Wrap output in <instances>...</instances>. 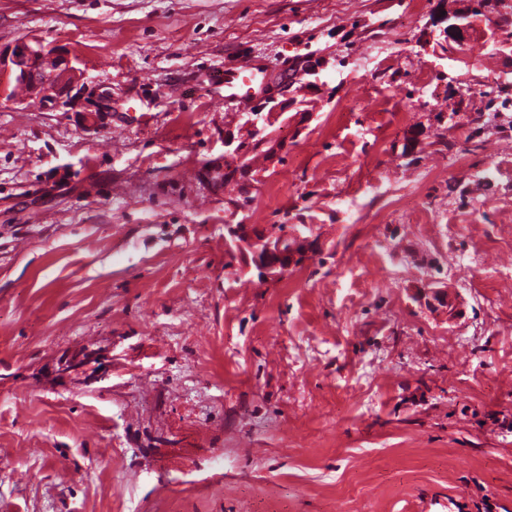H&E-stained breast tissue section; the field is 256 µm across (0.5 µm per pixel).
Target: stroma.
I'll list each match as a JSON object with an SVG mask.
<instances>
[{
    "label": "stroma",
    "mask_w": 512,
    "mask_h": 512,
    "mask_svg": "<svg viewBox=\"0 0 512 512\" xmlns=\"http://www.w3.org/2000/svg\"><path fill=\"white\" fill-rule=\"evenodd\" d=\"M447 8L0 0L112 93L0 97V512H512V61L432 44ZM248 57L314 118L240 216L201 170ZM243 220L309 260L227 268Z\"/></svg>",
    "instance_id": "obj_1"
}]
</instances>
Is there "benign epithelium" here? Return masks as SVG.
Instances as JSON below:
<instances>
[{"instance_id": "1", "label": "benign epithelium", "mask_w": 512, "mask_h": 512, "mask_svg": "<svg viewBox=\"0 0 512 512\" xmlns=\"http://www.w3.org/2000/svg\"><path fill=\"white\" fill-rule=\"evenodd\" d=\"M485 17L475 15L467 8L455 10L441 19L443 26L436 34V43L448 48H462L478 40L482 46L502 58L512 59V33L497 26L481 27ZM77 80V68L64 54L52 48L19 42L9 50L0 49V93L5 95L12 83H23L32 95L48 107L57 105L67 94V86ZM283 83L275 76L269 77V90L249 107L246 135L237 136L230 129L224 130V164L207 167L210 180L219 182L224 174L243 171V163L252 145L262 143L269 161L278 159L285 143L269 127L284 114L297 108L293 97L278 98L272 91ZM225 242L246 260L253 263L258 273L269 280L280 276V265L272 262L275 256L288 257L287 268L297 266L309 258L308 243L290 239L280 233L279 226L262 229L247 224H226Z\"/></svg>"}]
</instances>
